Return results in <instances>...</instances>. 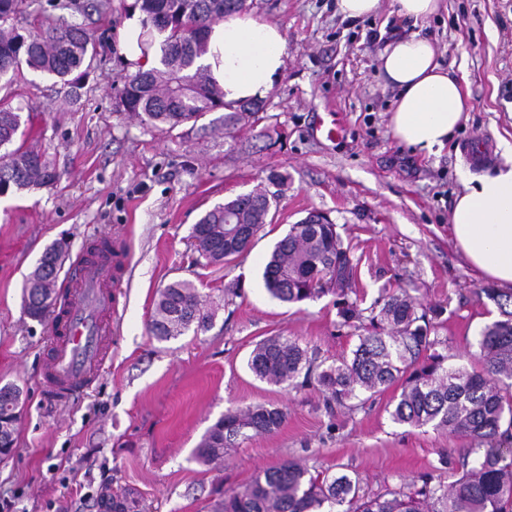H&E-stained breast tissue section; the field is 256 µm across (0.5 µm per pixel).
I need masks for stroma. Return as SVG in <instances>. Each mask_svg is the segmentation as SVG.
<instances>
[{"instance_id":"35a3bbf8","label":"stroma","mask_w":512,"mask_h":512,"mask_svg":"<svg viewBox=\"0 0 512 512\" xmlns=\"http://www.w3.org/2000/svg\"><path fill=\"white\" fill-rule=\"evenodd\" d=\"M76 4L74 21L96 40L80 89L30 70L0 88V99L27 112V144L60 174L51 186L0 196V385L16 384L25 397L15 450L0 457V512H95L102 491L128 487L149 512H211L224 491L289 459L357 477L372 496L408 490L425 473L455 480L469 440L394 423L399 385L354 409L330 407L316 384L260 381L247 358L276 334L297 338L325 365L358 342L357 330L340 326L333 295L286 304L263 287L274 243L314 210L330 217L350 251L360 307L407 292L422 308L443 307L438 350L449 364L476 352L480 329L497 312L477 298L485 280L456 249L448 214L461 172L473 168L467 145L488 141L497 166L512 145V0H442L419 23L401 17L395 0L359 19L343 18L337 0H253L251 16L285 34V69L263 111L229 135L220 110L169 132L118 111L130 72L117 45L120 0ZM412 34L436 45L470 105L435 155L404 147L388 128L397 91L379 74L378 54ZM334 113L343 128L332 141L319 127ZM273 171L288 186L272 224L244 256L196 263L192 226ZM100 233L129 251L112 356L88 394L69 406L48 403L40 375L51 322L25 315L24 280L52 246L64 249L58 277L68 279ZM177 279L193 282L216 314L208 331L160 343L147 330L153 303ZM230 282L238 295H225ZM257 404L285 411L277 432L247 441L223 463L195 461L197 444L227 409Z\"/></svg>"}]
</instances>
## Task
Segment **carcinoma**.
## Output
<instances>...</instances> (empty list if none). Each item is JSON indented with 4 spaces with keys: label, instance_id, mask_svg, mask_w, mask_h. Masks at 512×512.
<instances>
[{
    "label": "carcinoma",
    "instance_id": "1",
    "mask_svg": "<svg viewBox=\"0 0 512 512\" xmlns=\"http://www.w3.org/2000/svg\"><path fill=\"white\" fill-rule=\"evenodd\" d=\"M37 0H0V80L12 83L23 68L55 76L78 87L83 67L94 51L93 34L62 17L48 18L38 32L20 33L8 21L36 11ZM250 0H134L123 10L144 15L147 44L162 36L158 65L126 76L119 107L161 130L195 123L208 112L226 110L224 129L263 109L262 101L237 106L224 103L223 89L211 82L199 59L207 51L206 28L224 15L251 8ZM22 124L21 110L0 106V196L34 186H50L58 173L39 151L12 145ZM280 192L255 189L215 206L193 225L198 257L204 264H224L243 255L249 244L236 230L258 233L277 208ZM317 212L289 225L265 263L262 281L269 296L282 303H301L326 293L336 295L341 325L361 329L351 357L317 370L307 349L291 336L257 342L248 369L276 386L316 382L327 402L344 405L365 393L374 394L396 381L401 392L392 410L393 422L414 428L430 426L474 445V461L463 458L462 473L447 483L431 475L412 492L393 491L373 497L360 493V481L347 474L312 473L307 465L288 460L266 469L241 490L224 496L216 512H512V293L483 287L476 291L496 306V319L481 329L478 353L462 366L448 365L436 346L435 320L443 309L418 311L409 294L391 293L366 311L350 299L356 269L336 225L313 224ZM42 254L23 285L24 310L41 320L53 309L55 279ZM215 311L205 306L198 288L174 280L160 289L148 324L158 342L208 330ZM286 414L262 404L226 410L203 435L194 459L203 466L224 460L228 451L254 435L278 431ZM15 422L0 423V454L14 451ZM117 512H142L136 492L112 494Z\"/></svg>",
    "mask_w": 512,
    "mask_h": 512
}]
</instances>
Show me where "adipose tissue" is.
Listing matches in <instances>:
<instances>
[{"label": "adipose tissue", "instance_id": "adipose-tissue-1", "mask_svg": "<svg viewBox=\"0 0 512 512\" xmlns=\"http://www.w3.org/2000/svg\"><path fill=\"white\" fill-rule=\"evenodd\" d=\"M140 11H130L120 29V51L132 69L154 64L144 49ZM201 62L230 104L259 100L284 69L286 38L276 24L243 14L225 16L206 36ZM379 69L398 98L388 126L400 144L441 151L468 105L459 80L437 60L435 45L412 35L386 43ZM463 189L448 217V231L467 264L502 290L512 289V158L491 172L461 174Z\"/></svg>", "mask_w": 512, "mask_h": 512}]
</instances>
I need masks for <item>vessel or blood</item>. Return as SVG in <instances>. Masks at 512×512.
<instances>
[{
    "instance_id": "1",
    "label": "vessel or blood",
    "mask_w": 512,
    "mask_h": 512,
    "mask_svg": "<svg viewBox=\"0 0 512 512\" xmlns=\"http://www.w3.org/2000/svg\"><path fill=\"white\" fill-rule=\"evenodd\" d=\"M124 261L119 245L77 256L78 280L63 300L65 314L52 321L53 338L43 374L45 401L68 403L92 386L108 355L107 318L112 313L108 286Z\"/></svg>"
}]
</instances>
